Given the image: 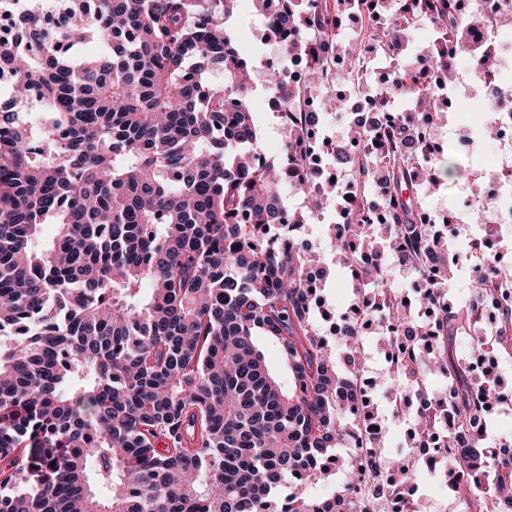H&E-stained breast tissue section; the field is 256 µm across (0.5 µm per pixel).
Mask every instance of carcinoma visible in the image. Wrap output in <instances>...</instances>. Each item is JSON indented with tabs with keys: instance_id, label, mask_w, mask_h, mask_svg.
I'll return each instance as SVG.
<instances>
[{
	"instance_id": "cac0c4a2",
	"label": "carcinoma",
	"mask_w": 512,
	"mask_h": 512,
	"mask_svg": "<svg viewBox=\"0 0 512 512\" xmlns=\"http://www.w3.org/2000/svg\"><path fill=\"white\" fill-rule=\"evenodd\" d=\"M59 31L47 32L42 0H27L21 35L0 36V70L13 74L9 104L0 103V512H349L363 462L346 461L330 496L309 495L358 428L342 410L340 392L363 365L360 330L342 346L326 345L304 304L303 266L316 254L266 250L263 233L288 207L280 188L289 151L309 139L295 116L279 159L261 157L254 82L256 61L241 56L235 29L239 0H56ZM393 0H288L299 26L296 49L308 54L306 86L330 84L336 64L360 70L352 55L324 57L312 40L338 45L339 19L360 9L385 12ZM392 26H371L367 41L395 68L369 88L377 108L407 99L410 111L368 131L351 126L347 142L379 155L378 165L336 156L354 185L378 183L384 222L353 209L336 225V264L354 271L383 301L373 314L382 330L434 309L416 331L431 344L399 359L396 385L416 395L415 439L432 446L441 412L456 422L445 434L448 487L479 512H512V452L495 451L499 433L490 406L512 398V386L474 369L460 350V332L482 336L475 306L444 304L430 267L452 253L456 278L466 250L431 233L420 188L437 189L453 165L422 153L440 115L452 72L466 58L484 74L487 55L465 38L480 21L461 0H403ZM439 27L407 71L413 17ZM95 38L94 56L81 44ZM301 97L281 70L266 94ZM37 99L39 117L16 108ZM294 189L309 201L292 210L305 224L321 210L314 162ZM45 224L50 244L33 247ZM385 254L419 272L414 300L388 288L379 266L359 262L357 249ZM500 275H476L482 295ZM274 341L290 384L273 376L255 343ZM495 351L512 357V302L500 308ZM448 373V395H426L429 373ZM486 428L475 433V425ZM400 476L404 495L417 475L402 457L379 455ZM481 484L464 485L472 470ZM292 484L294 492L278 490Z\"/></svg>"
}]
</instances>
